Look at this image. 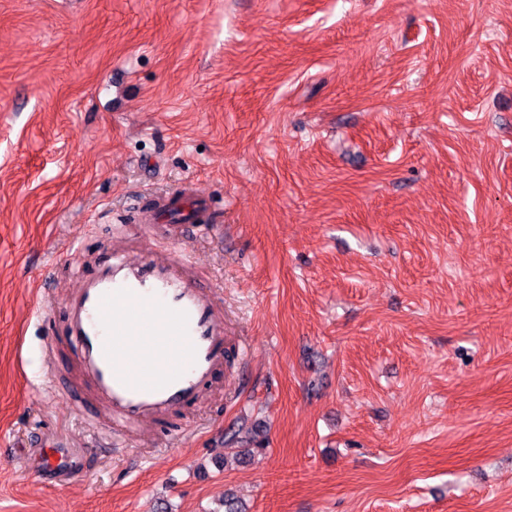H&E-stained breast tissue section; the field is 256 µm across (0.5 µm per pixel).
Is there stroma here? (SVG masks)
I'll use <instances>...</instances> for the list:
<instances>
[{
  "label": "stroma",
  "instance_id": "stroma-1",
  "mask_svg": "<svg viewBox=\"0 0 512 512\" xmlns=\"http://www.w3.org/2000/svg\"><path fill=\"white\" fill-rule=\"evenodd\" d=\"M126 225L130 255L188 254L249 356L182 434L96 449L43 310ZM58 445L94 462L48 485ZM228 495L512 512V0H0V512Z\"/></svg>",
  "mask_w": 512,
  "mask_h": 512
}]
</instances>
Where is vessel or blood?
Masks as SVG:
<instances>
[{"label":"vessel or blood","instance_id":"1","mask_svg":"<svg viewBox=\"0 0 512 512\" xmlns=\"http://www.w3.org/2000/svg\"><path fill=\"white\" fill-rule=\"evenodd\" d=\"M61 335L93 394L88 400L76 392L70 401L89 415L106 411L113 429L130 439L204 403L232 341L222 299L173 251L137 258L103 252L66 294ZM89 464L82 451L51 448L38 468L47 479Z\"/></svg>","mask_w":512,"mask_h":512}]
</instances>
